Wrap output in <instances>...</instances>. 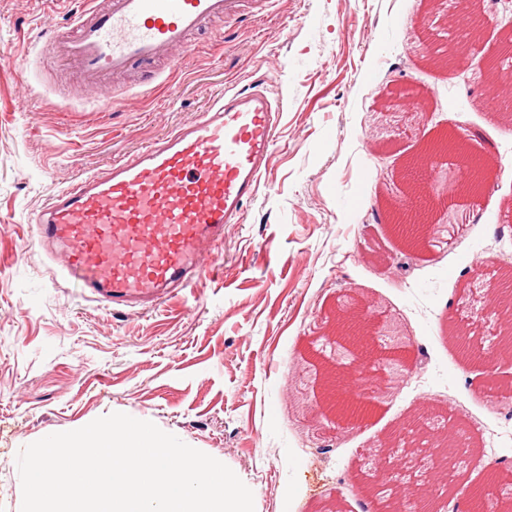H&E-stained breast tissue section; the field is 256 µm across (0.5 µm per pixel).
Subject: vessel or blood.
<instances>
[{
    "instance_id": "vessel-or-blood-1",
    "label": "vessel or blood",
    "mask_w": 512,
    "mask_h": 512,
    "mask_svg": "<svg viewBox=\"0 0 512 512\" xmlns=\"http://www.w3.org/2000/svg\"><path fill=\"white\" fill-rule=\"evenodd\" d=\"M235 0H82L52 29L38 56L74 67L102 109L124 96L106 78L168 57ZM282 103L263 85L225 89L193 123L50 195L34 218L46 252L64 256L63 277L112 311L155 306L193 286L258 195Z\"/></svg>"
}]
</instances>
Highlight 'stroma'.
Segmentation results:
<instances>
[{
    "label": "stroma",
    "mask_w": 512,
    "mask_h": 512,
    "mask_svg": "<svg viewBox=\"0 0 512 512\" xmlns=\"http://www.w3.org/2000/svg\"><path fill=\"white\" fill-rule=\"evenodd\" d=\"M78 0H0V512H21L17 454L57 432L122 412L227 465L254 512H376L360 468L382 436L430 413L484 453L449 470L455 493L488 473L512 481V396L490 399L488 369L449 344L447 320L487 349L476 312L512 264V134L493 121L482 56L512 26V0H474L481 41L452 79L421 61L448 30L423 26L425 0H278L193 34L196 51L159 86L115 78L132 96L101 111L76 71L34 60L37 27H62ZM269 78L284 112L258 196L228 225L213 264L156 310L115 313L85 299L39 248L30 221L75 176L198 118L226 86ZM421 92L417 111L373 109L384 90ZM494 160L485 197L437 208L460 223L438 248L403 247L386 220L399 172L441 130ZM372 199L360 202L358 193ZM366 303L405 346L406 366L359 428L312 393L319 337L337 307Z\"/></svg>",
    "instance_id": "obj_1"
}]
</instances>
